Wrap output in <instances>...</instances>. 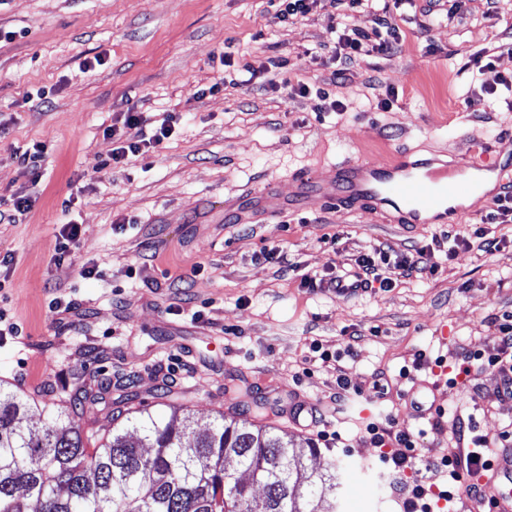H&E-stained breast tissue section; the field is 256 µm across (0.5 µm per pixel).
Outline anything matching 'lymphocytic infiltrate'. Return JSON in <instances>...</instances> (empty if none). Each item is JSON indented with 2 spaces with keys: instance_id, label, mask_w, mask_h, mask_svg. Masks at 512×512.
Wrapping results in <instances>:
<instances>
[{
  "instance_id": "1",
  "label": "lymphocytic infiltrate",
  "mask_w": 512,
  "mask_h": 512,
  "mask_svg": "<svg viewBox=\"0 0 512 512\" xmlns=\"http://www.w3.org/2000/svg\"><path fill=\"white\" fill-rule=\"evenodd\" d=\"M348 7H373L375 25L369 32H340L329 47L331 58L344 61L362 55L383 53L394 48L402 39L401 30L395 23L390 0H345ZM182 114L168 113L160 126H150L143 113L127 109L119 117L118 125L109 127L107 136L114 142L111 160L121 164L132 158L155 151L170 139L177 127L183 124ZM357 269L352 277L326 273L322 281L328 287L358 288L379 285L380 289L392 288L395 278H409L436 268L435 255L420 249L410 254H392L385 248L374 254L362 255L356 261ZM495 342L487 351L463 352V365L495 371L502 380L503 395L512 394V314L492 318ZM468 443L472 452L467 456L442 455L435 459H423L419 453V437L409 432H388L378 423L367 424L366 431L375 444L384 446L383 461L390 477L391 491L401 512H435L438 504H453L461 489H468L474 500H482L478 485L464 487L465 478L483 474L490 466L495 449L512 443V433L505 431L490 437L478 432L475 423H468ZM438 468L450 477L444 489L435 491L420 477L422 469Z\"/></svg>"
}]
</instances>
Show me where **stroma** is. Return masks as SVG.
Returning <instances> with one entry per match:
<instances>
[{"mask_svg":"<svg viewBox=\"0 0 512 512\" xmlns=\"http://www.w3.org/2000/svg\"><path fill=\"white\" fill-rule=\"evenodd\" d=\"M277 6L0 0V196L33 197L17 223H0V257L12 259L0 268V311L16 325L0 335V386L40 408L66 406L64 423L98 438L121 409L201 427L221 415L276 427L317 449L315 467L332 456L346 463L340 512H394L368 423L421 432L426 457L455 452L459 419L474 417L491 436L512 424L495 372H457L461 349L492 348L489 318L512 313V223L488 225L496 251L476 238L450 261V236L480 224L485 200L455 224H396L371 211L303 208L296 178L309 172L328 186L338 162H389L404 149L463 170L474 144L512 139V89L486 93L474 67L491 55L512 74V0H470L449 21L415 0L402 9L400 45L347 62L329 60L326 48L340 26L370 31L369 10L319 0L283 23ZM226 49L228 68L219 62ZM300 80L334 90L346 111L321 113L314 97L290 94ZM217 82L222 90L209 94ZM387 96L391 108L378 109ZM131 107L187 121L158 153L116 167L105 130ZM36 140L49 151L34 178L19 155ZM270 181L283 208L274 221L248 202ZM68 207L82 234L59 260ZM274 246L280 258L265 259ZM387 246L433 248L440 264L346 296L305 283L332 268L353 273L359 255ZM56 297L69 311H50ZM315 341L342 359L311 360ZM419 352L416 381L401 378ZM341 375L354 387L339 400ZM378 378L386 394L374 390ZM86 394L96 408L72 406ZM296 398L320 409V426L288 421ZM418 403L445 415L427 419Z\"/></svg>","mask_w":512,"mask_h":512,"instance_id":"obj_1","label":"stroma"}]
</instances>
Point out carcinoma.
<instances>
[{"mask_svg":"<svg viewBox=\"0 0 512 512\" xmlns=\"http://www.w3.org/2000/svg\"><path fill=\"white\" fill-rule=\"evenodd\" d=\"M0 388V512H336V458L219 416L197 431L148 412L95 448L70 426L38 436Z\"/></svg>","mask_w":512,"mask_h":512,"instance_id":"cac0c4a2","label":"carcinoma"}]
</instances>
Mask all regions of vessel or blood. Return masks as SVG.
<instances>
[{
  "instance_id": "b4317fda",
  "label": "vessel or blood",
  "mask_w": 512,
  "mask_h": 512,
  "mask_svg": "<svg viewBox=\"0 0 512 512\" xmlns=\"http://www.w3.org/2000/svg\"><path fill=\"white\" fill-rule=\"evenodd\" d=\"M300 196L312 207L329 203L351 211H390L399 224H444L449 201L471 189L448 163L412 158L400 152L393 161L349 160L337 166L335 188L326 191L310 175L298 178ZM490 512H512V447L502 449L484 487Z\"/></svg>"
}]
</instances>
